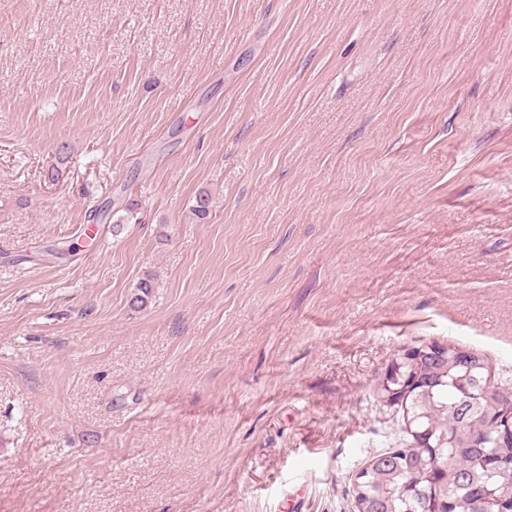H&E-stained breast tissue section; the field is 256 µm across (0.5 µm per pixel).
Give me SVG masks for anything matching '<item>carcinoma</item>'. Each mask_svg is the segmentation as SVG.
I'll list each match as a JSON object with an SVG mask.
<instances>
[{"mask_svg":"<svg viewBox=\"0 0 512 512\" xmlns=\"http://www.w3.org/2000/svg\"><path fill=\"white\" fill-rule=\"evenodd\" d=\"M153 280H139L129 299L133 309L149 305ZM420 356L413 346L394 355L386 367L394 378L375 385L377 399L410 386L420 394L406 407L419 418L407 439L367 458L353 480L356 512H479L483 492L512 502V435L502 436L494 419L512 408V387L499 384L475 399L491 369L485 357L456 344Z\"/></svg>","mask_w":512,"mask_h":512,"instance_id":"carcinoma-1","label":"carcinoma"}]
</instances>
